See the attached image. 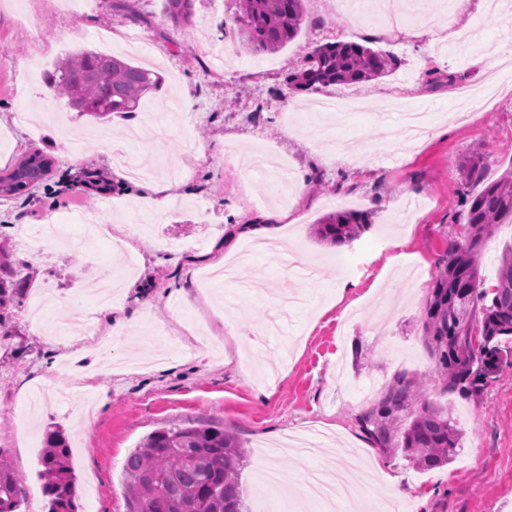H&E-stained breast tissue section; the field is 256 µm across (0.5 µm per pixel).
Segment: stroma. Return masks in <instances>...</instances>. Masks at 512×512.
I'll use <instances>...</instances> for the list:
<instances>
[{"mask_svg":"<svg viewBox=\"0 0 512 512\" xmlns=\"http://www.w3.org/2000/svg\"><path fill=\"white\" fill-rule=\"evenodd\" d=\"M410 2L409 14L369 30L338 0H305L300 35L268 53L225 38L235 0H194L185 26L168 18L164 0H88L77 16L44 5L24 15L16 0H0V170L34 151L54 159L29 192L0 197V240L9 241L14 266H28L29 293L49 281L62 295L38 323L27 296L18 297L0 332V448L23 478L29 512H48L39 476L46 432L68 440L79 512H125L128 454L152 431L188 421L241 438L249 512H319L298 493L318 471L345 479L348 455L397 477L410 512H512V367L463 397L442 388L421 336L439 264L466 222L460 167L484 154L491 181L512 163V86L492 103L474 100V122L448 119L458 87L477 86L485 75L475 57L499 60L512 47V10L492 9L489 0H468L461 12L448 0ZM335 40L391 53L399 65L344 88L290 89L288 74ZM83 48L139 66L153 61L160 89L146 93L130 119L71 108L43 76ZM184 85L192 107L169 116ZM343 90L364 98V109L337 125L307 113L310 102ZM395 100L428 113L431 132L391 154L383 125L397 121L389 110ZM148 111L153 119H145ZM16 112L29 124L12 126ZM125 148L145 168L178 163L165 212L112 166V150ZM262 148L305 175L303 194L289 204L298 221L283 236L284 254L255 249L239 281L207 282V259L229 228L269 210L267 181L251 171L250 155ZM93 178L109 190H95ZM349 207L370 223L360 239L333 246L313 236L312 224ZM48 220L68 225L72 245L38 257L14 227ZM87 224L133 225L139 257L115 301L136 337L113 339L116 367L98 372L93 391L75 375L93 357L58 334L75 311L100 335L112 333L105 308L78 293L87 270L109 275L118 262L107 241H83ZM146 296L156 300L148 315L140 304ZM226 315L238 334L215 340ZM400 373L457 421L460 449L451 463L414 468L360 431L358 415ZM315 427L324 435L313 458L275 454L282 438ZM264 466L278 480L262 487Z\"/></svg>","mask_w":512,"mask_h":512,"instance_id":"1","label":"stroma"}]
</instances>
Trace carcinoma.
Returning a JSON list of instances; mask_svg holds the SVG:
<instances>
[{"label":"carcinoma","mask_w":512,"mask_h":512,"mask_svg":"<svg viewBox=\"0 0 512 512\" xmlns=\"http://www.w3.org/2000/svg\"><path fill=\"white\" fill-rule=\"evenodd\" d=\"M192 0H165L176 24L191 17ZM243 41L277 52L295 39L304 22L303 0H243L233 18ZM392 59L371 47L336 40L317 46L306 64L288 75L292 88L355 84L386 76ZM46 83L81 112L96 116L130 114L162 78L114 55L82 49L45 74ZM29 156L0 170V196L22 191L12 181L23 174ZM486 159L472 157L460 175L466 185L482 180ZM470 237L448 248L432 285L424 315L425 339L441 369L443 388L478 393L512 357V244L500 256L496 282L489 288L479 275V246L501 224H512V164L494 181L466 199ZM369 228L365 215L347 210L314 225L321 242L346 244ZM27 288L15 279L8 253L0 249V326L5 313ZM479 339L482 350L475 351ZM361 428L381 448H397L413 464L432 469L457 454L460 430L451 413L425 397L414 378L399 374L384 395L360 418ZM71 448L57 430L46 433L39 475L48 512H78ZM246 452L238 437L214 424L190 423L160 428L133 449L125 462L126 512H246L240 474ZM21 482L0 463V512H17Z\"/></svg>","instance_id":"1"}]
</instances>
